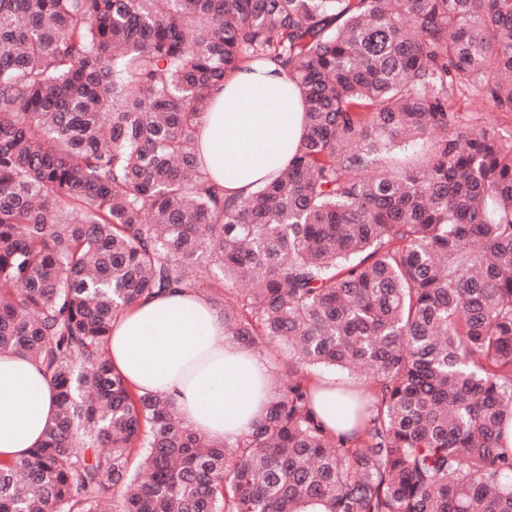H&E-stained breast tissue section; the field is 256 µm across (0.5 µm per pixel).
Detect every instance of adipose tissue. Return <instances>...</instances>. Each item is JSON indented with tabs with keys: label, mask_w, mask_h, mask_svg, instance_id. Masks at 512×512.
I'll list each match as a JSON object with an SVG mask.
<instances>
[{
	"label": "adipose tissue",
	"mask_w": 512,
	"mask_h": 512,
	"mask_svg": "<svg viewBox=\"0 0 512 512\" xmlns=\"http://www.w3.org/2000/svg\"><path fill=\"white\" fill-rule=\"evenodd\" d=\"M304 130L296 84L273 64L231 75L198 130V155L214 183L245 195L288 165ZM114 368L140 392L167 394L207 438L235 440L264 413L272 359L224 333V317L188 288L138 301L112 323ZM52 387L30 358L0 352V460L26 457L54 422Z\"/></svg>",
	"instance_id": "1"
}]
</instances>
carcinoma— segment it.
Returning <instances> with one entry per match:
<instances>
[{
    "mask_svg": "<svg viewBox=\"0 0 512 512\" xmlns=\"http://www.w3.org/2000/svg\"><path fill=\"white\" fill-rule=\"evenodd\" d=\"M266 62L306 132L229 198L196 131ZM460 99L512 112V0H0V351L56 404L0 512H512V128ZM173 288L288 349L232 442L112 366V321ZM332 380L328 377H315L312 386L317 391V411L323 419L336 429V414L340 411V403L336 400V390L330 388Z\"/></svg>",
    "mask_w": 512,
    "mask_h": 512,
    "instance_id": "cac0c4a2",
    "label": "carcinoma"
}]
</instances>
